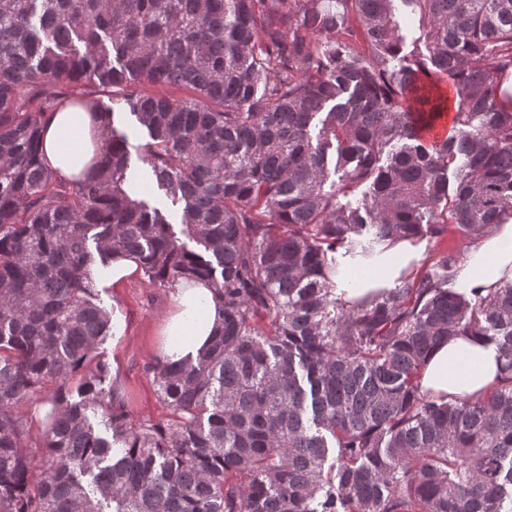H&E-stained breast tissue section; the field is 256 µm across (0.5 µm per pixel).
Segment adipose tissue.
I'll list each match as a JSON object with an SVG mask.
<instances>
[{
    "instance_id": "ef3b65f1",
    "label": "adipose tissue",
    "mask_w": 512,
    "mask_h": 512,
    "mask_svg": "<svg viewBox=\"0 0 512 512\" xmlns=\"http://www.w3.org/2000/svg\"><path fill=\"white\" fill-rule=\"evenodd\" d=\"M97 125L91 113L67 108L55 113L44 136V163L67 180L79 178L95 150ZM413 260L408 243L399 242L378 256L364 273L353 266L342 269L344 278H356L349 298H362L389 286ZM512 279V223L500 225L480 238L467 253V262L456 285L466 291L487 294L502 279ZM172 309L162 332L166 338L160 361L174 362L196 355L209 341L219 323L218 308L207 284L179 283L171 294ZM495 353L470 336H457L437 346L423 374L422 385L435 397L453 394L482 395L495 383Z\"/></svg>"
}]
</instances>
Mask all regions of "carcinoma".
<instances>
[{
	"instance_id": "cac0c4a2",
	"label": "carcinoma",
	"mask_w": 512,
	"mask_h": 512,
	"mask_svg": "<svg viewBox=\"0 0 512 512\" xmlns=\"http://www.w3.org/2000/svg\"><path fill=\"white\" fill-rule=\"evenodd\" d=\"M511 76L512 0H0V512H512V281L466 297L452 248L361 301L333 280L340 249L508 223ZM104 92L181 236L131 189ZM67 105L100 129L72 183L40 160ZM132 254L223 313L196 358L154 366L166 419L134 417L99 352L95 276ZM459 335L503 376L440 403L425 363ZM396 7L401 17V30L405 41V51L411 50L414 46L425 53L422 31L418 28L417 21L409 16V9L402 3L397 2Z\"/></svg>"
}]
</instances>
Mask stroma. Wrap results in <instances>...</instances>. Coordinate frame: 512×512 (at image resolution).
Returning <instances> with one entry per match:
<instances>
[{
  "label": "stroma",
  "mask_w": 512,
  "mask_h": 512,
  "mask_svg": "<svg viewBox=\"0 0 512 512\" xmlns=\"http://www.w3.org/2000/svg\"><path fill=\"white\" fill-rule=\"evenodd\" d=\"M114 125L128 138L136 194L170 219H177L179 204L149 178L148 167L140 157L145 133L135 129L133 117L122 108L115 111ZM97 294L101 305L110 312L113 324L101 347L103 358L113 366L133 414L163 418L167 410L158 398L153 367L164 342L159 331L169 311V288L141 275L118 288L107 280H99Z\"/></svg>",
  "instance_id": "stroma-1"
}]
</instances>
